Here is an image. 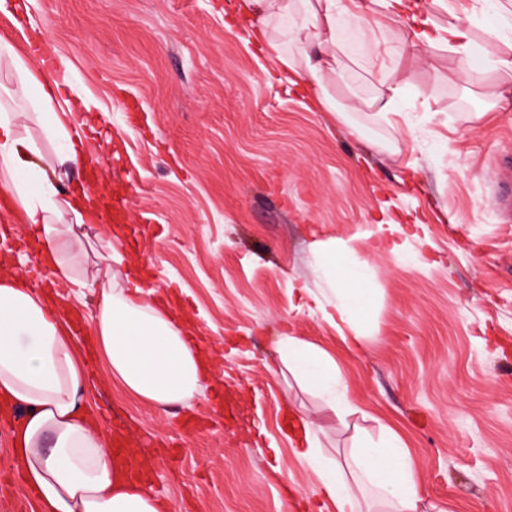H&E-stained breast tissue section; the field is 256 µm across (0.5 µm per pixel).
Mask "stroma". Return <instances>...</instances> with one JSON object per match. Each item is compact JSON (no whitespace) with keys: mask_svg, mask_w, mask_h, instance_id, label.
<instances>
[{"mask_svg":"<svg viewBox=\"0 0 512 512\" xmlns=\"http://www.w3.org/2000/svg\"><path fill=\"white\" fill-rule=\"evenodd\" d=\"M16 2L0 0V36L41 30L67 61L61 97L90 109L88 164L127 196L125 223L151 226L137 249L149 283L217 359L221 399L207 389L157 409L110 379L95 292L53 290L81 316L85 406L128 437L151 492L173 512H336L294 452L289 419L307 413L328 461L391 429L424 504L512 512V222L493 204L512 111L488 109L503 75L461 83L444 45L379 66L352 51L331 90L341 119L310 109L226 26L227 0H26L21 28ZM472 6L428 0L424 14L440 29L461 21L479 43L490 15ZM388 77L404 88L394 123L352 111ZM332 241L364 262L374 300L357 348L322 314L342 285L320 264ZM285 334L335 359L354 405L346 419L283 365ZM12 440L0 429V484L40 512Z\"/></svg>","mask_w":512,"mask_h":512,"instance_id":"35a3bbf8","label":"stroma"}]
</instances>
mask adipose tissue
<instances>
[{
	"label": "adipose tissue",
	"mask_w": 512,
	"mask_h": 512,
	"mask_svg": "<svg viewBox=\"0 0 512 512\" xmlns=\"http://www.w3.org/2000/svg\"><path fill=\"white\" fill-rule=\"evenodd\" d=\"M231 16L246 43L276 60L286 79L300 86L312 109H332L330 84L345 75L344 51L336 39L339 15L361 20L373 8L393 18L409 11L406 0H231ZM494 16L483 42H474L468 27L448 32L417 19L407 25L396 48L403 54L450 38L461 79L475 71L509 74L494 95L493 107L512 111V55L495 46L512 30V15L500 0H486ZM300 18L288 39L272 36L271 25L289 15ZM293 49H286V42ZM19 73L16 96L29 101L34 113H0V174L10 183L16 207L36 231L42 249L53 257L52 275L74 291L98 293L94 339L111 377L129 392L159 409L201 393L208 355L192 341L193 326L163 302L157 290L134 274L117 281L115 267L136 265V258L115 247L98 254L94 266L77 265L85 244L76 225L100 207V196L72 188L50 177L34 144L20 127L37 120L42 138L57 144L53 167L81 162L80 143L87 115L70 106L56 107L60 84L55 74L15 55ZM327 265H339L344 286L324 316L341 337L360 342L361 317L373 299L365 288V266L345 249L327 251ZM284 365L313 391L339 408L351 401L333 358L294 337L282 339ZM87 365L42 289L12 271L10 258L0 259V408L19 412L11 457L39 496L42 512H172V504L131 481L123 462L112 455L99 423L82 403ZM296 455L313 465L337 512H418L421 501L417 468L396 433L351 449L342 463L319 464L317 425L296 416Z\"/></svg>",
	"instance_id": "ef3b65f1"
}]
</instances>
